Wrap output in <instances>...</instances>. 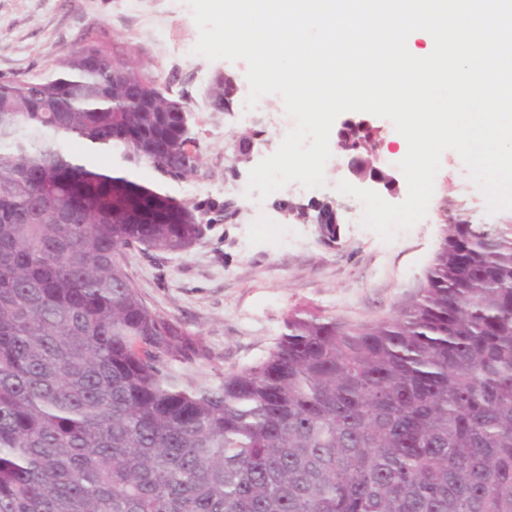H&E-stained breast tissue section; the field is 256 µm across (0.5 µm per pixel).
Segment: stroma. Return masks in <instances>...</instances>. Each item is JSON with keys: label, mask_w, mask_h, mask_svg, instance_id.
I'll return each instance as SVG.
<instances>
[{"label": "stroma", "mask_w": 512, "mask_h": 512, "mask_svg": "<svg viewBox=\"0 0 512 512\" xmlns=\"http://www.w3.org/2000/svg\"><path fill=\"white\" fill-rule=\"evenodd\" d=\"M89 28L187 104L205 161L202 175L179 183L116 155L101 156L98 167L185 207L211 198L234 201L239 208L236 219L212 225L187 251L132 250L123 258L143 301L163 316L182 320L211 348L214 359L201 368V376L258 361L297 310L350 323L397 316L423 287L445 236L442 204L465 206L481 224L498 226L512 218L507 210L487 214L484 194L452 150L441 157L425 219L390 242L360 224V201L338 191V183L351 178L341 155L327 162L324 187L306 189L294 182L263 200L249 193L250 170L285 136L276 123L284 104L279 95L269 94L246 109V63L194 54L199 29L187 0H0V77L47 72ZM224 71L238 76L240 91L232 111L217 114L206 92ZM256 131L261 142L249 159L238 158V141ZM285 200L344 205L335 240L323 239L316 225L286 217L279 209Z\"/></svg>", "instance_id": "1"}]
</instances>
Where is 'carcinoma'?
Returning a JSON list of instances; mask_svg holds the SVG:
<instances>
[{
  "instance_id": "carcinoma-1",
  "label": "carcinoma",
  "mask_w": 512,
  "mask_h": 512,
  "mask_svg": "<svg viewBox=\"0 0 512 512\" xmlns=\"http://www.w3.org/2000/svg\"><path fill=\"white\" fill-rule=\"evenodd\" d=\"M73 140L175 182L203 166L186 104L89 33L0 80V512H512V235L445 209L398 316L294 312L257 362L202 377L204 339L121 258L189 249L224 204L185 213Z\"/></svg>"
}]
</instances>
